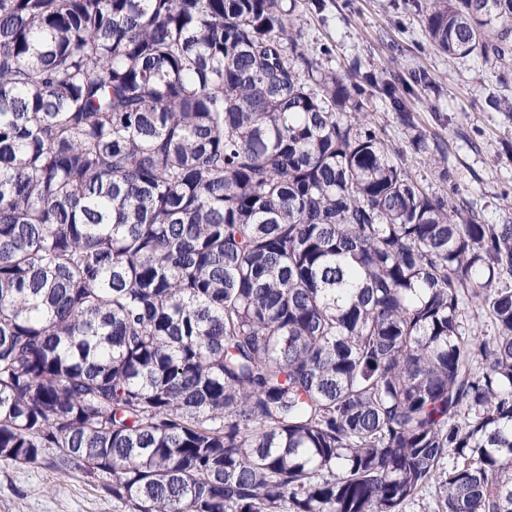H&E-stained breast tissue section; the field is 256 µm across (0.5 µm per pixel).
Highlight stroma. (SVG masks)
I'll return each instance as SVG.
<instances>
[{
  "instance_id": "obj_1",
  "label": "stroma",
  "mask_w": 512,
  "mask_h": 512,
  "mask_svg": "<svg viewBox=\"0 0 512 512\" xmlns=\"http://www.w3.org/2000/svg\"><path fill=\"white\" fill-rule=\"evenodd\" d=\"M294 15L311 54L323 68L352 74L375 69L404 80L423 74L410 108L435 133L459 173L461 198L485 224L512 218V74L500 76L475 57L451 58L428 44L421 16L406 0H295ZM363 119L404 159L410 175L433 193L447 186L415 155L395 111L380 97L365 103ZM54 449L34 464L0 461V512H125L103 483L77 469L60 474Z\"/></svg>"
}]
</instances>
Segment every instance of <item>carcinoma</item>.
<instances>
[{"instance_id":"obj_1","label":"carcinoma","mask_w":512,"mask_h":512,"mask_svg":"<svg viewBox=\"0 0 512 512\" xmlns=\"http://www.w3.org/2000/svg\"><path fill=\"white\" fill-rule=\"evenodd\" d=\"M420 12L512 71V0ZM402 83L285 0H0V459L129 512H512V221L364 126L458 180ZM363 121L375 129L404 159L410 175L419 184L433 193L448 191V184L442 183L424 157L415 155L395 111L388 102L378 96L370 97L365 103Z\"/></svg>"}]
</instances>
